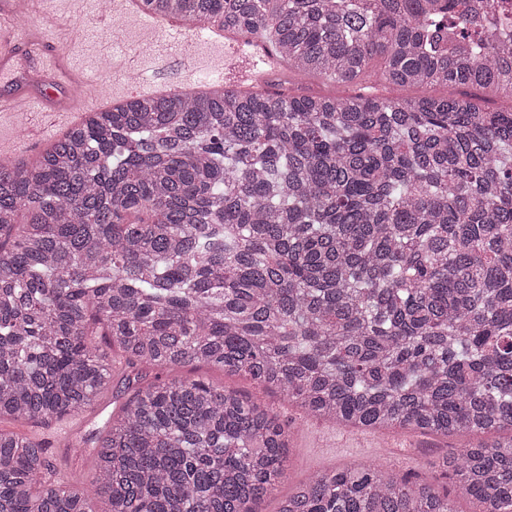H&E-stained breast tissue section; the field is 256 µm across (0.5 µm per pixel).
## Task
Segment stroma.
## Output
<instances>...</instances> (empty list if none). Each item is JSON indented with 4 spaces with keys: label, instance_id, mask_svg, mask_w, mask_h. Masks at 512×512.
<instances>
[{
    "label": "stroma",
    "instance_id": "35a3bbf8",
    "mask_svg": "<svg viewBox=\"0 0 512 512\" xmlns=\"http://www.w3.org/2000/svg\"><path fill=\"white\" fill-rule=\"evenodd\" d=\"M96 0H45L44 14L38 20L21 18L19 26L37 28L55 45L68 65L83 79L80 93L88 100L107 92L114 99H127L137 83L127 77L116 50H127L151 42L153 50L143 58L146 75H153L160 62L178 61L190 81L204 83L224 72L223 49L197 34L194 42L155 30L145 34L139 19L131 18L119 34L100 25ZM182 375L203 378L249 395L267 405L293 433L284 481L257 506V512H275L277 501L289 486L324 470L341 469L360 461H370L399 474L414 473L431 481L440 476L439 462L445 455L476 442V435L457 433L448 437L423 435L410 430H361L334 425L304 414L278 393L267 391L242 375L224 376L199 366L182 368ZM154 371L131 367L122 356L112 361V382L93 410L80 415L78 433L99 427L102 418L119 412L134 396L139 384L149 383Z\"/></svg>",
    "mask_w": 512,
    "mask_h": 512
}]
</instances>
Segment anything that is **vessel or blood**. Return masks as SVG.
Returning a JSON list of instances; mask_svg holds the SVG:
<instances>
[{"label": "vessel or blood", "instance_id": "vessel-or-blood-1", "mask_svg": "<svg viewBox=\"0 0 512 512\" xmlns=\"http://www.w3.org/2000/svg\"><path fill=\"white\" fill-rule=\"evenodd\" d=\"M37 61L35 73L16 72L18 60ZM224 65L229 89L246 92L273 89L287 92L285 63L277 48L254 35L241 33L225 44ZM79 79L42 38L39 30L21 32L14 0H0V123L26 122V142L36 148L59 137L62 127L80 118L78 100L59 101L56 91L68 92Z\"/></svg>", "mask_w": 512, "mask_h": 512}]
</instances>
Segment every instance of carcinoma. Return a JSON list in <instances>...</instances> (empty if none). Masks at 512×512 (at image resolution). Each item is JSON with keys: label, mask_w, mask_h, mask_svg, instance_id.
Masks as SVG:
<instances>
[{"label": "carcinoma", "mask_w": 512, "mask_h": 512, "mask_svg": "<svg viewBox=\"0 0 512 512\" xmlns=\"http://www.w3.org/2000/svg\"><path fill=\"white\" fill-rule=\"evenodd\" d=\"M257 32L297 76L512 97V20L469 0H141ZM109 338L102 347L95 337ZM170 373L73 447L0 430V512H239L285 478L284 425L243 375L339 426L486 439L445 458L512 512V110L469 99L160 95L0 166V419L95 405L112 349ZM277 512H456L371 462L317 472Z\"/></svg>", "instance_id": "1"}]
</instances>
